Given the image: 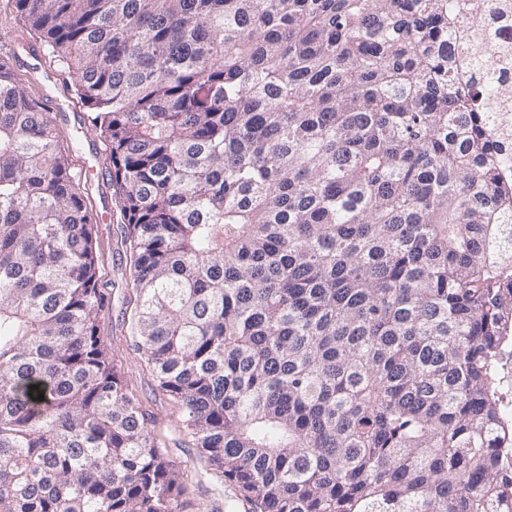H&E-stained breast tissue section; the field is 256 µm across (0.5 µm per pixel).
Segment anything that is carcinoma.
<instances>
[{
  "label": "carcinoma",
  "instance_id": "carcinoma-1",
  "mask_svg": "<svg viewBox=\"0 0 512 512\" xmlns=\"http://www.w3.org/2000/svg\"><path fill=\"white\" fill-rule=\"evenodd\" d=\"M15 6L104 144L135 345L249 512H512L509 156L448 0ZM96 234L0 58V512L184 507Z\"/></svg>",
  "mask_w": 512,
  "mask_h": 512
}]
</instances>
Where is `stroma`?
<instances>
[{
	"label": "stroma",
	"instance_id": "1",
	"mask_svg": "<svg viewBox=\"0 0 512 512\" xmlns=\"http://www.w3.org/2000/svg\"><path fill=\"white\" fill-rule=\"evenodd\" d=\"M41 47L42 41L15 8L14 0H0V57L12 58L22 53L24 45ZM16 79L39 103L48 95L73 99L68 78L63 75L50 55L27 65H14ZM87 110L54 116L60 145L68 155L72 171L84 172L80 188L90 206L101 219L97 228L96 252L100 267L99 286L107 297L101 321L105 340L117 345L115 362L121 374L136 393L142 407L155 421V432L167 460L181 470L187 491L185 512H248L249 507L240 493L228 481L210 469L206 459L195 448H177L172 444L178 435L179 410L157 386L144 357L132 345L129 328L130 308L127 304L131 288L130 255L116 246L124 220L112 187L104 145L96 134L87 130Z\"/></svg>",
	"mask_w": 512,
	"mask_h": 512
}]
</instances>
